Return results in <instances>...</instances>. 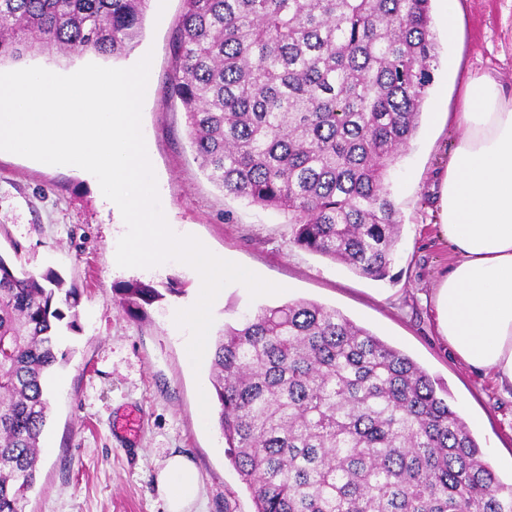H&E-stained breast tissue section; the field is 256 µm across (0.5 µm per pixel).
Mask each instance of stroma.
Wrapping results in <instances>:
<instances>
[{"instance_id": "35a3bbf8", "label": "stroma", "mask_w": 512, "mask_h": 512, "mask_svg": "<svg viewBox=\"0 0 512 512\" xmlns=\"http://www.w3.org/2000/svg\"><path fill=\"white\" fill-rule=\"evenodd\" d=\"M456 22L431 4L439 65L423 104L420 128L390 174L402 219L390 276L374 280L293 242L287 215L224 194L195 160L186 113L171 90V42L183 0H150L143 32L127 56L106 66L129 68L151 56V87L142 125L169 224L282 286L250 298L238 283L224 289L213 331L263 306L309 300L339 310L417 362L448 392L497 475L512 482V399L491 374L465 366L436 331L432 294L455 255L432 214L433 187L459 132L448 116L460 111L465 84L489 77L512 95V0H459ZM126 225L98 186L70 168H50L0 151V253L18 267L59 272L78 288L77 330L62 331L66 358L52 378L49 417L37 482L26 512H164L154 480L174 453L194 463L201 512H255L216 422L198 424V386L210 364L185 365L183 340L169 325L172 309L200 287L195 270L169 262L122 268L115 260ZM181 282L133 318L116 304L114 284L138 279ZM143 419L137 437L119 428L128 414Z\"/></svg>"}]
</instances>
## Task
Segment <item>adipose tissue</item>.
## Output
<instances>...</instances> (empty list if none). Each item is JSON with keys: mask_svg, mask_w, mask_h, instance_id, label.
Returning <instances> with one entry per match:
<instances>
[{"mask_svg": "<svg viewBox=\"0 0 512 512\" xmlns=\"http://www.w3.org/2000/svg\"><path fill=\"white\" fill-rule=\"evenodd\" d=\"M457 125L439 183L438 229L455 261L434 297L438 332L512 390V97L490 78L471 80ZM155 482L165 512H191L200 497L186 455L169 456Z\"/></svg>", "mask_w": 512, "mask_h": 512, "instance_id": "1", "label": "adipose tissue"}]
</instances>
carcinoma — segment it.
I'll use <instances>...</instances> for the list:
<instances>
[{
	"label": "carcinoma",
	"instance_id": "obj_1",
	"mask_svg": "<svg viewBox=\"0 0 512 512\" xmlns=\"http://www.w3.org/2000/svg\"><path fill=\"white\" fill-rule=\"evenodd\" d=\"M149 0H0V65L120 57ZM172 91L224 193L288 215L293 244L374 279L401 218L390 171L438 65L431 0H183ZM130 316L163 294L115 288ZM79 292L0 254V512L37 480L58 324ZM217 422L256 512H512L483 449L425 370L339 311L264 307L215 340Z\"/></svg>",
	"mask_w": 512,
	"mask_h": 512
}]
</instances>
